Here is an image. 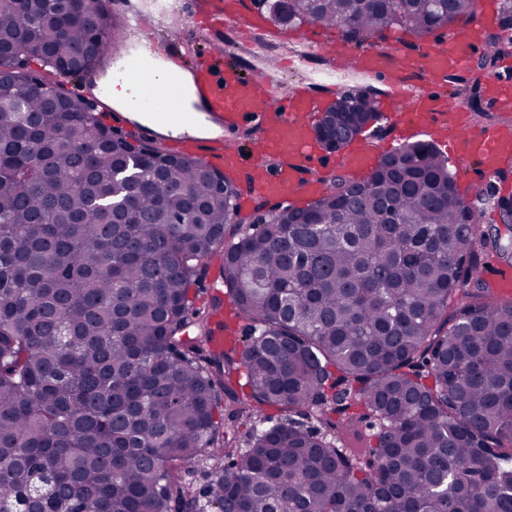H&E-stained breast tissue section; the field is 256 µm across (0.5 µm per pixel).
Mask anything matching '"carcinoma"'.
<instances>
[{
  "instance_id": "obj_1",
  "label": "carcinoma",
  "mask_w": 512,
  "mask_h": 512,
  "mask_svg": "<svg viewBox=\"0 0 512 512\" xmlns=\"http://www.w3.org/2000/svg\"><path fill=\"white\" fill-rule=\"evenodd\" d=\"M258 2L362 43L475 0ZM118 33L95 0H0V512H512V300L475 278L484 248L512 254V199L466 201L416 141L247 231L224 176L115 135L79 95L57 111L49 92ZM471 83L451 95L479 113ZM353 111L343 145L380 118L371 97ZM217 253L247 323L222 350L190 295ZM370 419L376 444L347 448Z\"/></svg>"
}]
</instances>
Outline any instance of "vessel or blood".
I'll return each instance as SVG.
<instances>
[{
	"label": "vessel or blood",
	"mask_w": 512,
	"mask_h": 512,
	"mask_svg": "<svg viewBox=\"0 0 512 512\" xmlns=\"http://www.w3.org/2000/svg\"><path fill=\"white\" fill-rule=\"evenodd\" d=\"M173 16L194 19L213 39L225 27L242 39L255 41L264 34L251 20L249 0H171L148 19L163 22ZM483 48V40L469 33L414 56L403 53L397 44L350 51L330 42L325 44L323 56L331 70L384 85L389 121L400 122L406 115L427 127L449 114L447 75L470 67ZM113 57L121 61L141 106L151 107L155 87L142 56L117 51ZM295 66L294 60L285 57L266 70L249 68L242 59L224 66L213 57L194 61L190 70L194 106L214 132L184 131L169 136V143L180 155L220 173H251V189L259 196L300 199L323 194L325 178L312 173L322 157L313 148L316 137L308 122L309 115L321 111L322 106L310 84L298 81L283 89L273 78L274 72ZM486 83L492 106L512 103V83L494 76L487 77ZM453 116L457 127L454 141L462 158L476 161L480 180L498 177L502 166L512 161V127L477 130L462 114ZM101 119L113 129L134 132L147 143L160 138L156 123L136 121L128 112L106 109ZM256 124L262 127L261 138L255 147L257 159L250 166L235 138L241 128Z\"/></svg>",
	"instance_id": "b4317fda"
}]
</instances>
